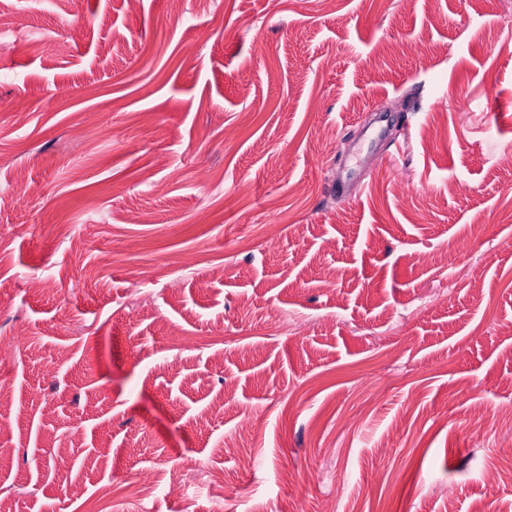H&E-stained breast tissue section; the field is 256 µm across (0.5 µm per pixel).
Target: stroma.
I'll return each mask as SVG.
<instances>
[{"instance_id":"obj_1","label":"stroma","mask_w":512,"mask_h":512,"mask_svg":"<svg viewBox=\"0 0 512 512\" xmlns=\"http://www.w3.org/2000/svg\"><path fill=\"white\" fill-rule=\"evenodd\" d=\"M0 28V500L512 512V0Z\"/></svg>"}]
</instances>
